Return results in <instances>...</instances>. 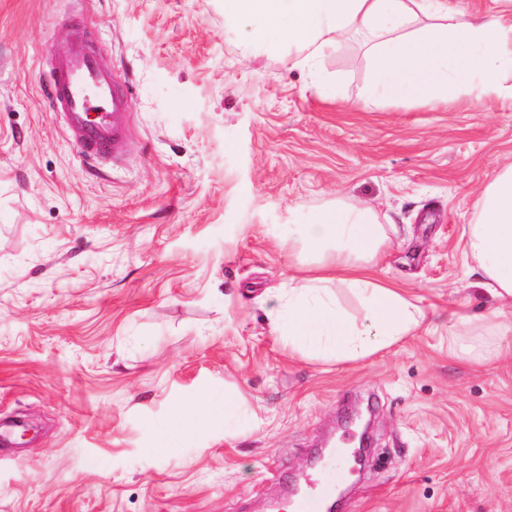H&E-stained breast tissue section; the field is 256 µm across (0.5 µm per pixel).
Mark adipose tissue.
<instances>
[{
	"mask_svg": "<svg viewBox=\"0 0 512 512\" xmlns=\"http://www.w3.org/2000/svg\"><path fill=\"white\" fill-rule=\"evenodd\" d=\"M427 21L412 27L416 12ZM235 20L264 17L254 40L287 46L295 67L318 74L327 51L368 32L372 101L435 106L462 93L512 100V13L460 17L452 0H224ZM464 225L460 245L470 273L495 303L484 318L453 312L463 333L512 338V164L499 169ZM387 225L364 203L329 204L288 227V277L274 291L269 327L289 356L346 364L388 350L427 323L418 298L377 276L389 246ZM353 307H346V300Z\"/></svg>",
	"mask_w": 512,
	"mask_h": 512,
	"instance_id": "obj_1",
	"label": "adipose tissue"
}]
</instances>
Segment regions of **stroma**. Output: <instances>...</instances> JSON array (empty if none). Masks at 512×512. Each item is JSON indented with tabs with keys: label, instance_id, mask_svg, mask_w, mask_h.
<instances>
[{
	"label": "stroma",
	"instance_id": "1",
	"mask_svg": "<svg viewBox=\"0 0 512 512\" xmlns=\"http://www.w3.org/2000/svg\"><path fill=\"white\" fill-rule=\"evenodd\" d=\"M76 14L131 93L129 150L94 174L42 97ZM253 26L224 0H0V423L37 428L0 454V512H269L357 401L373 456L358 468L341 434L342 512H512V347L460 359L450 319L494 306L457 242L512 163V107L369 104L361 42L315 84ZM337 198L388 225L378 274L430 326L340 366L268 330L287 225ZM228 392L247 426L225 421ZM201 393L207 418L174 429Z\"/></svg>",
	"mask_w": 512,
	"mask_h": 512
}]
</instances>
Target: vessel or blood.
Segmentation results:
<instances>
[{
	"instance_id": "obj_1",
	"label": "vessel or blood",
	"mask_w": 512,
	"mask_h": 512,
	"mask_svg": "<svg viewBox=\"0 0 512 512\" xmlns=\"http://www.w3.org/2000/svg\"><path fill=\"white\" fill-rule=\"evenodd\" d=\"M95 30L94 24L77 21L74 37L51 51L45 98L82 158L115 162L128 149V91L95 53ZM333 492L331 482L313 480L295 512H323Z\"/></svg>"
}]
</instances>
